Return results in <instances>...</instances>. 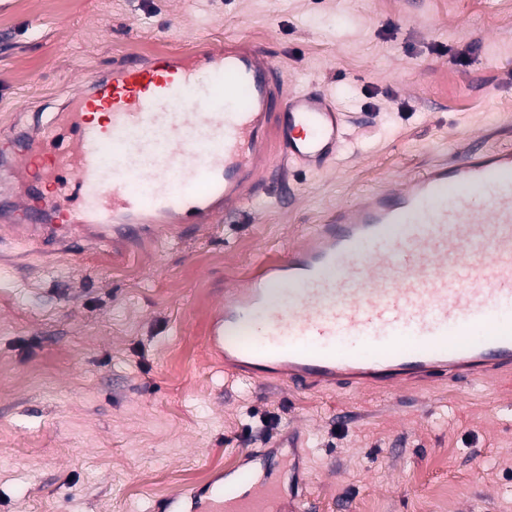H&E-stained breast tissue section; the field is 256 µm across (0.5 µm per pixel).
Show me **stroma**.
Instances as JSON below:
<instances>
[{"label":"stroma","instance_id":"1","mask_svg":"<svg viewBox=\"0 0 512 512\" xmlns=\"http://www.w3.org/2000/svg\"><path fill=\"white\" fill-rule=\"evenodd\" d=\"M500 0H0V129L68 112L79 66L155 42L261 46L287 89L333 93L348 144L232 220L141 244L0 228V512H151L248 468L261 416L300 431L277 473L306 512H512V376L424 392L246 386L205 336L214 281L242 282L336 207L465 155L512 149V22ZM449 77L465 104L433 89ZM447 486L452 506L436 489Z\"/></svg>","mask_w":512,"mask_h":512}]
</instances>
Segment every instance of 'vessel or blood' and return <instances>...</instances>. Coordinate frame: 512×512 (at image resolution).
<instances>
[{"label": "vessel or blood", "instance_id": "1", "mask_svg": "<svg viewBox=\"0 0 512 512\" xmlns=\"http://www.w3.org/2000/svg\"><path fill=\"white\" fill-rule=\"evenodd\" d=\"M74 137L4 136L32 189L0 196L20 226L69 232L114 260L143 237H185L244 212L275 171L329 168L347 145L331 92L288 90L243 43L88 66ZM402 236L390 233L391 226ZM211 348L238 376L296 389L471 384L512 371V151L433 166L359 202L225 287ZM155 501L152 512H280L266 474Z\"/></svg>", "mask_w": 512, "mask_h": 512}]
</instances>
